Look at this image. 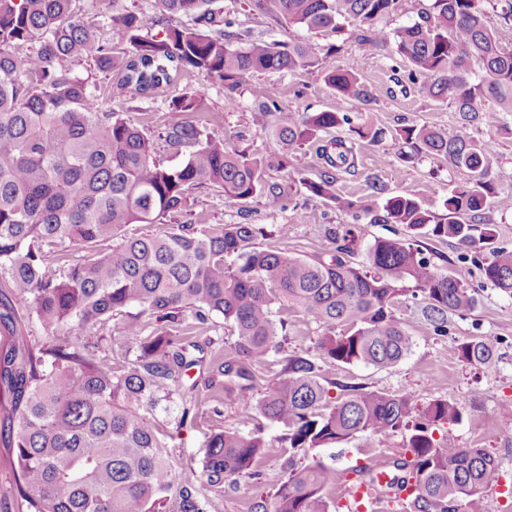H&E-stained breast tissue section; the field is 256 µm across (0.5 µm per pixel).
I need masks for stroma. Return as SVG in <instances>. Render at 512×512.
Segmentation results:
<instances>
[{
  "label": "stroma",
  "mask_w": 512,
  "mask_h": 512,
  "mask_svg": "<svg viewBox=\"0 0 512 512\" xmlns=\"http://www.w3.org/2000/svg\"><path fill=\"white\" fill-rule=\"evenodd\" d=\"M225 21L239 44L262 38L288 44L302 41L318 51L337 47L335 61L343 65L354 56L361 57L359 78L369 101L357 99L337 101L335 93L325 84L322 75L314 70L267 72L247 77L235 92L237 104L227 108V91L220 84H203L194 73L186 74L179 83V91L203 88L207 98L204 110L183 115L170 106L168 100H147L128 94L112 99L113 111L119 112L128 123L143 129H155L183 119H190L200 129L224 134L230 144L260 154L273 151L271 131L277 123L288 118H300L306 112H321L335 108L346 112L353 125L369 124L383 132L376 144L355 143V171L340 175L336 181L337 195L380 202L384 197L405 192L415 193L434 210H442L450 186L466 182V170L453 166L448 160L434 159L423 153H412L403 158L394 142L397 131L406 125L441 127L456 130L460 116L452 106L420 96L405 78L404 68L389 52L370 55L352 39L357 23L343 22L348 39H341L329 29L308 30L288 24L272 6L257 7L256 0H217ZM77 10L85 16L101 21L100 36L109 42L114 53L130 47L126 31L115 24L103 23L105 15H119L128 11L140 12L156 20L153 32L166 27L191 28L192 17L177 15L156 19L155 0H76ZM277 88L279 108L272 116L262 117L255 105L269 88ZM503 133L496 134L480 122L468 128L470 136L491 142L500 156L502 176L496 186L488 215L497 230L495 244L512 249V112L499 115ZM323 162L314 151H297L291 171L296 184L293 200L285 208L270 210L263 198H256L239 209L225 204L222 193L210 188L189 191L192 210L200 224H258L272 227L284 224L287 236H260L256 244L266 250L285 251L295 256H309L325 246L324 230L335 227L337 233L353 230L356 237L355 261H362L368 245L377 237L399 238L405 229L399 224H373L368 218H355L338 211L334 203L311 197L305 184L319 180ZM425 252L434 264L454 275L472 290L477 298L474 310L448 317V333L440 336L425 318L422 303L399 304L395 315L412 339L408 356L397 365L379 369L361 363L342 364L321 359L322 375L327 380L367 391L392 395L411 392L417 408H424L437 399H450L463 412L459 423H448L436 430V437L447 438L459 448L478 446L486 449L499 463L501 490L486 493L487 512H512V415L501 407L512 402V293L502 292L484 280L480 265L484 254L461 246L453 239H428ZM469 337H482L492 342L494 358L490 365H471L463 362L457 346ZM280 367L267 361L255 369L257 379L254 391L234 393L224 398L220 420L211 417L212 404L208 399L198 402L197 417L183 430H176L174 422L165 414L157 413L153 422L168 436L167 452L181 477L189 479L196 492L208 501V512H246L251 498L271 491L283 478L282 466L289 455L282 447L280 427L264 419L256 409V402ZM249 435L262 431L267 446L258 461L263 471L262 484L240 480L237 486L216 489L201 477L207 437L215 424ZM402 451L401 435L383 439L372 449L361 448L359 441L340 443L312 449L311 454L325 464L345 471L357 465H369L376 470L388 469Z\"/></svg>",
  "instance_id": "35a3bbf8"
}]
</instances>
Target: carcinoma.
Listing matches in <instances>:
<instances>
[{
	"instance_id": "1",
	"label": "carcinoma",
	"mask_w": 512,
	"mask_h": 512,
	"mask_svg": "<svg viewBox=\"0 0 512 512\" xmlns=\"http://www.w3.org/2000/svg\"><path fill=\"white\" fill-rule=\"evenodd\" d=\"M512 25V0H430L420 20L392 33L376 20L395 14L401 0H272L289 22L343 33L340 19L359 22L355 38L364 52L387 47L409 68L416 91L450 104L462 126L481 119L499 129V113L512 112V43L501 40L488 20L487 4ZM76 0H0V444L17 461L16 494L26 512H205V503L183 485L159 429L145 411H168L180 399L181 429L195 420V399L254 388L256 366L278 355L281 371L257 400L258 412L283 428L280 441L293 450L362 441L372 448L403 435L404 456L381 480L370 466L339 472L319 459L299 464L269 494L251 499L248 512H331L330 493L339 483H366V512H485L488 486L499 465L484 448H453L434 433L460 422L449 399L435 400L413 420L408 392L391 395L352 387L337 397L315 360L288 350V321L277 311L293 308L324 328L321 356L344 364L378 368L402 361L411 338L394 314L403 299L422 300L436 332L448 333V313L467 312L475 297L461 280L433 264L422 248L430 238L455 239L481 249L495 239L487 216L500 171L488 142L460 131L408 125L398 139L469 172L448 188L446 213L432 210L413 193L384 200L381 209L334 193L336 173L351 172V149L322 134L344 125L363 141L378 131L353 126L341 110L292 118L273 131L277 148L263 155L230 146L223 135L203 133L190 121L147 132L103 105L96 84L73 73L92 58L99 73L119 74L117 89L146 99H170L177 112L204 106L203 90L171 95L178 79L195 72L228 90L226 102L255 73L315 69L336 98L367 101L354 60L334 62L338 48L322 54L306 43L265 40L245 46L224 30L216 0H156L160 13L195 17L191 29L145 35L152 20L128 12L118 22L130 33L131 50L117 55L97 35V22L79 14ZM35 49L19 55L15 46ZM483 76L471 78L473 64ZM494 101L498 108L487 109ZM184 156L177 167L156 158L157 144ZM312 148L327 170L307 184L312 196L336 209L370 217L372 224H401L407 237L376 238L366 262L355 265L353 240L330 229V247L310 257L255 246L263 229L254 224H178L163 237L125 240L104 255L102 240L128 224H155L174 212L192 215L186 191L211 187L230 207L257 196L277 210L291 198L292 183L272 182L266 170L288 172L293 153ZM90 252L59 268L61 249ZM485 280L512 292V250L498 248L481 265ZM51 331L40 347L27 342L26 322L10 298ZM121 332L137 354L117 375L107 348L85 333L99 330L130 307ZM166 330L143 336L140 315ZM220 315L233 328L224 350L200 340L197 331ZM193 322H187V319ZM459 358L486 364L493 346L484 338L458 345ZM199 369L204 378L190 375ZM267 447L260 435L246 438L222 426L206 445L202 475L216 488L241 478L261 483L256 463Z\"/></svg>"
}]
</instances>
